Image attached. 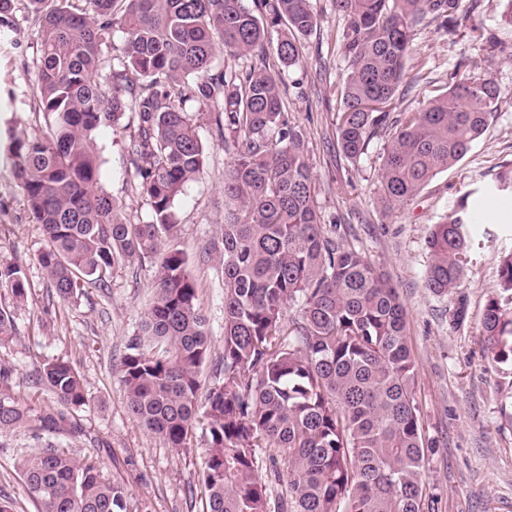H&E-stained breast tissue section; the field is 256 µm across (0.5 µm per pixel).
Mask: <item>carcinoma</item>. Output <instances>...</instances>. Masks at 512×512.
<instances>
[{
  "instance_id": "cac0c4a2",
  "label": "carcinoma",
  "mask_w": 512,
  "mask_h": 512,
  "mask_svg": "<svg viewBox=\"0 0 512 512\" xmlns=\"http://www.w3.org/2000/svg\"><path fill=\"white\" fill-rule=\"evenodd\" d=\"M28 0L36 27L34 112L46 130L12 133L8 160L46 244L38 263L71 300L138 257L155 267L153 298L121 366L132 417L168 447L206 446V512H422V474L435 446L422 433L418 369L406 309L388 276L323 230L308 149L274 72L301 64L318 27L312 0ZM347 73L338 89L337 146L350 160L388 136L378 174L384 210L410 200L461 161L500 110L495 81L464 75L393 114L416 31L470 19L466 0H331ZM124 35L114 53L115 32ZM243 60L216 71L218 54ZM203 107L229 155L224 223L201 253L221 268L223 354L214 381L208 319L187 266L175 206L202 173L207 147L186 103ZM132 115L127 174L144 197L132 216L101 184L96 133ZM469 195L432 225L425 288L449 297L472 263ZM0 288L27 299L23 269L0 260ZM297 318L285 325L286 310ZM484 358L512 368V252L482 320ZM55 405L26 404L0 368V434L37 445L17 462L39 512H151L99 461L60 448L70 410L89 402L66 360L43 365ZM268 456H259L262 449ZM288 472V498L270 475Z\"/></svg>"
}]
</instances>
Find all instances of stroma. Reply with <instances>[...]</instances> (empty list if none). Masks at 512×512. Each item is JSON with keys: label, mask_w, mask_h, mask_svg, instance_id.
<instances>
[{"label": "stroma", "mask_w": 512, "mask_h": 512, "mask_svg": "<svg viewBox=\"0 0 512 512\" xmlns=\"http://www.w3.org/2000/svg\"><path fill=\"white\" fill-rule=\"evenodd\" d=\"M469 2L483 42L473 41L465 26L452 33L433 25L418 31L396 106L417 107L433 87L462 69L496 82L501 109L461 162L391 211L377 203L384 137L373 138L357 161L336 147V89L344 62L335 35L343 20L329 0H313L320 25L305 42V62L281 75L288 88L286 107L308 143L318 208L335 215L337 236L386 271L406 308L420 371L416 398L424 427L436 441L423 474L433 495L424 512H512V397L507 394L512 376L488 367L479 336L484 304L498 285V256L512 250L511 192L488 195L487 207L473 213L478 244L458 299L434 296L424 286L431 224L454 209L464 193L491 184L512 166V25L501 18L500 0ZM35 54L27 0H12L10 10L0 12V256L23 268L29 288L21 305L0 289V307L10 309L15 324L13 339L0 345V363L12 369L9 383L16 396L47 406L53 396L39 379V367L56 359L71 362L85 380L89 402L73 409L78 430L62 432L58 444L74 455L99 459L105 475L124 482L131 498L150 501L152 512H203V443L175 452L144 430L126 406L120 367L152 296L151 264L135 262L111 274L107 287H88L63 302L52 297L37 262L43 236L29 218L3 151L12 131L43 123L32 110L35 75L27 70ZM199 134L209 148L204 171L178 200L176 213L216 356L224 341V288L215 261L202 259L200 252L224 221L228 156L209 122H202ZM126 139L120 128L98 132L102 185L130 214L141 216L147 205L130 187ZM34 444L23 430L0 435V498L11 501L14 512H38L17 468L21 453Z\"/></svg>", "instance_id": "stroma-1"}]
</instances>
